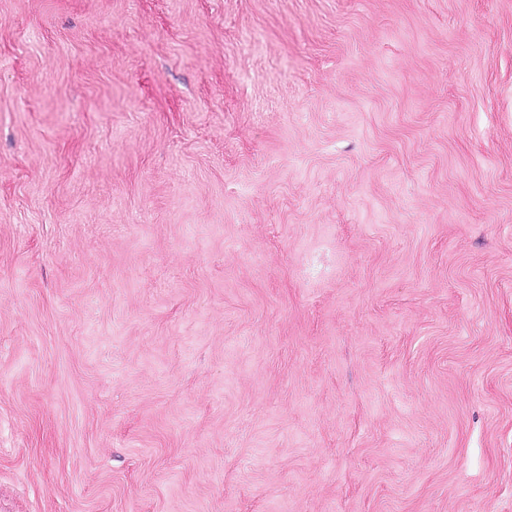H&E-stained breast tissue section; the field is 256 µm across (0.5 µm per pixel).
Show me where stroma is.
<instances>
[{"instance_id":"35a3bbf8","label":"stroma","mask_w":512,"mask_h":512,"mask_svg":"<svg viewBox=\"0 0 512 512\" xmlns=\"http://www.w3.org/2000/svg\"><path fill=\"white\" fill-rule=\"evenodd\" d=\"M0 512H512V0H0Z\"/></svg>"}]
</instances>
